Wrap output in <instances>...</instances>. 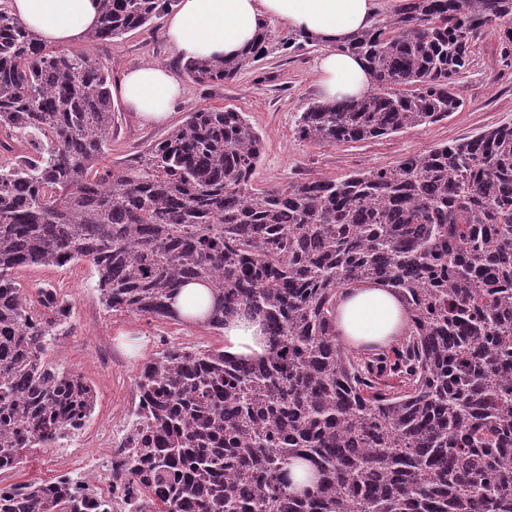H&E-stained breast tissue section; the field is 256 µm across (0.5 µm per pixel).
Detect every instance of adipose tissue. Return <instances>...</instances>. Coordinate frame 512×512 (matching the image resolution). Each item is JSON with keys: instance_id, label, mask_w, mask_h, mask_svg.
I'll return each mask as SVG.
<instances>
[{"instance_id": "obj_1", "label": "adipose tissue", "mask_w": 512, "mask_h": 512, "mask_svg": "<svg viewBox=\"0 0 512 512\" xmlns=\"http://www.w3.org/2000/svg\"><path fill=\"white\" fill-rule=\"evenodd\" d=\"M380 0H176L167 13L166 37L182 60L240 54L260 28L277 23L320 39L316 60L324 101L358 98L372 83L364 62L340 52L355 32L372 27ZM10 9L45 43L66 45L97 27L99 0H10ZM115 92L146 124L166 122L185 90L169 66L146 63L125 70ZM408 315L401 299L382 284L344 290L336 305V332L351 347H390L402 336ZM266 344L258 324L228 321L224 353L258 358Z\"/></svg>"}]
</instances>
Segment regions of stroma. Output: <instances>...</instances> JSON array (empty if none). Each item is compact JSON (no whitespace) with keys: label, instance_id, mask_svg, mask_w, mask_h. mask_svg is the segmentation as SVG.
Masks as SVG:
<instances>
[{"label":"stroma","instance_id":"35a3bbf8","mask_svg":"<svg viewBox=\"0 0 512 512\" xmlns=\"http://www.w3.org/2000/svg\"><path fill=\"white\" fill-rule=\"evenodd\" d=\"M165 24V19H157L153 29L127 34L114 43L79 38L70 48L90 53L116 77L144 62L163 63L178 73L183 62L166 39ZM321 52V47L307 46L271 56L228 83L201 86L185 82L183 102L161 125H143L120 99H113L118 130L112 136L107 162L133 164L143 147L180 125L187 113L201 108H236L262 134L263 154L254 175L258 188L310 176L341 178L362 169L394 167L405 157L512 122V68L502 66L498 38L488 31L476 39L472 64L458 82L463 106L446 120L358 143L325 146L301 140L295 133L297 119L319 99L315 63ZM20 281L28 299H36L37 287L49 284L71 301L73 332L55 337L46 358L60 369L80 373L95 392L96 406L78 436L57 447L30 452L18 468L0 474V483L6 485L49 482L71 471L73 464L86 463L96 455L101 429L130 417L142 364L167 346L204 349L224 344L223 336L200 325L148 321L109 311L96 290L98 275L85 261L61 269L31 268Z\"/></svg>","mask_w":512,"mask_h":512}]
</instances>
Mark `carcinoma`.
Listing matches in <instances>:
<instances>
[{
  "label": "carcinoma",
  "instance_id": "cac0c4a2",
  "mask_svg": "<svg viewBox=\"0 0 512 512\" xmlns=\"http://www.w3.org/2000/svg\"><path fill=\"white\" fill-rule=\"evenodd\" d=\"M173 0H100L84 34L116 42ZM512 57V0H400L342 50L373 88L316 102L297 134L361 142L448 118L473 41ZM315 43L262 29L236 58L190 60L196 84L230 82ZM112 69L51 48L0 0V473L31 448L78 435L95 395L45 361L72 303L17 274L87 260L106 308L185 320L188 283L211 304L195 323L260 322L267 352L170 346L136 379L127 448L112 461L126 512H512V123L341 179L257 189L262 135L233 108L187 113L134 166L103 162ZM412 87L410 91L396 86ZM382 282L406 336L354 351L336 334L345 288ZM301 461L315 478L283 481ZM0 512H109L83 481L0 484ZM210 303V294L200 284H190L183 288L175 299V308L182 316H201Z\"/></svg>",
  "mask_w": 512,
  "mask_h": 512
}]
</instances>
